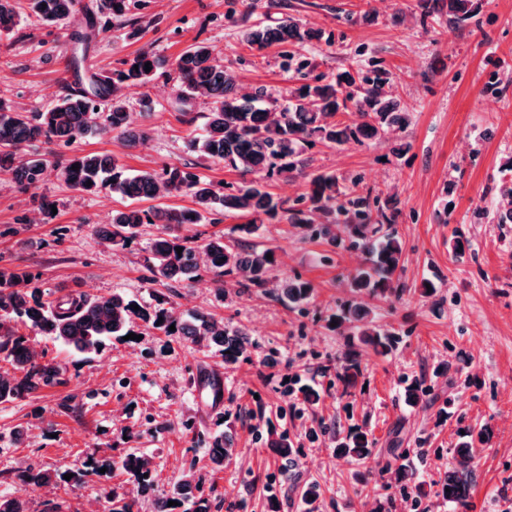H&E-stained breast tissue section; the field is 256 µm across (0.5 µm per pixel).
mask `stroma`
Returning a JSON list of instances; mask_svg holds the SVG:
<instances>
[{"label": "stroma", "mask_w": 512, "mask_h": 512, "mask_svg": "<svg viewBox=\"0 0 512 512\" xmlns=\"http://www.w3.org/2000/svg\"><path fill=\"white\" fill-rule=\"evenodd\" d=\"M95 0H79L73 18L46 28L20 16L12 34L0 37V97L31 111L48 106L65 86L87 84L148 48L172 61L190 44L214 46L244 89L265 86L282 99L303 76L334 77L380 62L393 77V93L413 112L403 138L411 149L391 155L392 138L316 145L305 153L313 171L360 178L362 184L397 196L400 213L391 229L405 249L399 295L374 302L376 325L400 332L403 341L381 356L362 350L354 395L334 383L347 349L348 330L329 327L328 317L350 301L347 280L363 257L308 238L302 229L267 221L246 236L248 244L274 248L275 274L310 280L316 296L300 316L258 288L222 294L213 274L177 289L169 302L176 313L201 311L249 330L257 347L235 368L188 341L157 330L141 340L112 342L82 358L49 338L32 335L35 357L50 356L65 367L63 382L0 404V493L15 490L14 468L82 469L88 457L117 462L130 452L151 457L154 482L142 495L120 470L91 475L77 486L51 484L28 496L30 512L56 503L60 512H106V491L138 501L149 512L153 497L167 495L189 471L202 476L209 512H304L299 486L325 490L321 512H387L399 499L390 454L415 468L425 492L404 512H512V223L497 221V204L512 188V0H477L478 11L455 28L447 17L424 15L419 0H141L130 20H112L105 31L86 28L85 11ZM331 35V42L305 46V71L284 69L280 51L248 48L246 25L285 16ZM176 79L158 75L148 84L125 86L129 111L138 115L143 137L130 146L117 133H100L74 144L79 153H110L128 173L166 164L190 167L215 184H239L240 172L191 151L208 107L189 113L173 104ZM152 112H144V101ZM57 212L44 217L40 198ZM126 199L100 188L92 195L48 176L20 189L0 175V268L39 274L46 298L73 291L92 297L115 292L142 303L155 284L144 267L145 248L155 233L146 227L127 248L102 242L97 225ZM472 248L453 255V232ZM439 278L431 298L421 296L422 278ZM448 374L435 377L439 365ZM222 377L223 401L203 416L195 392L205 375ZM431 379L423 403L403 400V381ZM317 385L320 401L302 417L279 420L296 402L297 382ZM452 416L440 423V407ZM341 426L366 424L375 441L364 464L339 458L331 436L310 437L321 418ZM287 432L299 453L289 472L269 448V427ZM488 427L489 447L479 449L477 480L468 508L460 510L436 494L435 484L453 462L459 428ZM231 435L234 462L207 468L206 441Z\"/></svg>", "instance_id": "1"}]
</instances>
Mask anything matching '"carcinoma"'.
I'll return each instance as SVG.
<instances>
[{
	"mask_svg": "<svg viewBox=\"0 0 512 512\" xmlns=\"http://www.w3.org/2000/svg\"><path fill=\"white\" fill-rule=\"evenodd\" d=\"M427 15H446L448 23L460 25L476 13L474 0H420ZM78 0H0V34H9L16 25L20 9L37 21L54 25L69 20L76 12ZM136 6L134 0H99L98 10L110 18H125ZM321 33L306 29L293 17L275 23L258 22L240 31V40L251 49L270 47L281 49V56L290 61L296 49L318 41ZM151 63L146 71L145 63ZM177 74L176 103L186 106L201 100L208 105L202 133L189 140V147L214 162L243 173H255L258 178L241 185L217 186L207 178L177 165L160 170L128 174L110 154L74 153L60 156L53 162L40 156L25 157L19 150L34 142L55 143L70 147L95 133L117 132L134 144L139 136L134 132L136 118L121 98L126 84L147 83L166 67ZM269 98L266 88L258 86L249 92L241 91L233 70L224 66L213 46L194 43L173 62L145 49L123 67L106 75H95L89 88L65 87L49 107L39 112H27L0 98V174L22 189L37 186L48 169L70 188L81 193H93L104 184L112 186L130 199L152 201L146 208L112 212L105 225L95 229L97 236L112 245L127 247L138 237L145 224L157 227L144 258L150 273L149 280L171 292L208 270L219 278V290L243 286L265 288L272 286L277 298L292 308L304 310L314 298L315 288L299 277L278 279L272 276L276 260L271 248L244 246L242 241H224V236L211 237L203 247L167 233L172 224H199L208 215L233 214L249 219L236 230L251 233L256 229L254 219L265 216L270 220H285L303 228L331 245L348 243L366 256L365 264L350 278V288L370 299H386L400 293L396 281L404 246L395 232L383 226L395 223L396 207L392 197L380 194L370 197L358 190L357 179H345L334 172H306L305 149L318 143L343 145L381 138L405 132L412 123L408 107L393 96L390 73L379 66L354 75L347 73L337 81L316 77L311 82L289 91L284 102L273 108L258 104ZM344 114L354 119H341ZM79 165L74 170L72 166ZM305 179L304 192L286 207L275 199L267 188V180L279 176ZM92 185H87V182ZM186 195L194 207L173 208L162 200ZM182 248L177 252L176 248ZM236 275L228 282L225 277ZM169 297L155 296V303L141 304L121 293L91 298L85 294L68 295L58 302L43 299L34 284V276L22 269L0 270V361L11 365L12 371L0 372V404L13 402L47 386L62 383L64 369L54 360L41 363L35 360L29 337L21 328L48 336L71 350L88 355L103 351L112 338L133 332L141 323L171 336L202 344L221 356L224 367H232L248 357L255 343L246 327L227 325L224 321L203 313L186 319L172 314L165 307ZM337 325L348 324L353 329V344L371 347L381 355L389 354L399 343L394 331L375 325L372 307L368 302L343 306L334 315ZM175 330H169L170 326ZM359 375L357 351L345 355L337 378L349 393ZM431 386L417 379L405 388L409 404L416 405L431 394ZM322 433H331L338 454L362 462L373 440L367 426L354 425L344 431L337 423L319 424ZM490 441L488 429H471L465 439L456 444L458 467L445 473L438 481L440 495L448 502L468 507L469 489L474 480L473 460L477 446ZM269 447L285 460H292L293 443L287 434L269 440ZM235 454L233 441L224 432L209 441L208 459L216 467L224 466ZM103 463L92 460L84 469L64 479L67 471L45 469L24 464L14 471L18 489L0 495V512H29L26 492L33 487L69 481L79 484L83 478L100 472ZM121 469L129 479L142 487L152 486L150 460L132 452L121 461ZM323 498L322 487L309 482L301 488L306 512H319ZM182 505L191 502L196 512H207L202 478L186 475L173 489L171 497L154 501V512H175L168 501Z\"/></svg>",
	"mask_w": 512,
	"mask_h": 512,
	"instance_id": "carcinoma-1",
	"label": "carcinoma"
}]
</instances>
